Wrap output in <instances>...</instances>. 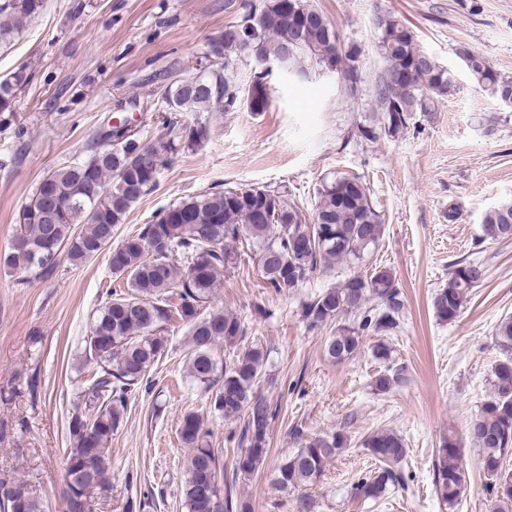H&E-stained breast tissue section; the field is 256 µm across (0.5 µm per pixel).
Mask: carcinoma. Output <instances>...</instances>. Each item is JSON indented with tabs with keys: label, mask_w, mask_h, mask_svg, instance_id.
Instances as JSON below:
<instances>
[{
	"label": "carcinoma",
	"mask_w": 512,
	"mask_h": 512,
	"mask_svg": "<svg viewBox=\"0 0 512 512\" xmlns=\"http://www.w3.org/2000/svg\"><path fill=\"white\" fill-rule=\"evenodd\" d=\"M45 0H0V45L8 44L27 22L38 17ZM379 49L387 68L377 89L385 112L383 129L389 136L407 128L415 112L452 86L448 69L421 51L412 31L397 20H379ZM299 67L336 62L346 87L357 93L361 76L358 51L342 47L327 17L305 0H263L237 21L224 27V56L275 57L290 36ZM475 84L503 100L512 94V77L491 68L472 50L460 52ZM28 83L20 69L0 77V114L13 112L17 92ZM239 99L234 76L226 63H214L198 80L180 78L160 92L164 137L145 145L136 132L106 126L93 139L87 159L54 169L42 179L19 216L12 250L3 264L39 279L52 278L60 257L80 265L109 250L112 273L125 277L126 289L108 294L98 309L91 336L84 339L86 362L96 364L78 391L77 410L69 422L71 448L66 458V512H85L75 506L74 493L105 490L109 485V447L122 428L131 393L149 388V372L164 356L167 325L179 321L189 327L190 377L210 395L215 413L226 420H242L234 474L249 476L263 464L268 451L270 424L276 411L257 392L264 375L267 352L244 343L241 319L222 308L205 311L220 271L242 261L251 251L264 267L263 286L288 294L303 286L330 260L360 264L376 248L383 233L382 219L356 176L339 177L318 189L312 223L285 194L267 188H226L183 198L163 210L140 231L112 242L132 207L151 193L161 170L183 148L205 136L203 127L181 124L183 112H229ZM271 103L269 86H251L253 112ZM482 224L494 240L512 239V200L485 212ZM481 266L469 263L452 270L448 283L433 301L436 316L454 320L470 290L483 278ZM376 307L368 308V300ZM404 303L392 273L386 269L355 273L336 287L326 288L308 302L303 320L311 329L326 326L346 315L326 343L328 356L339 362L354 358L363 337L393 332ZM234 350L231 362L220 368L212 354L218 343ZM489 398L470 423L468 437L477 448L479 465L487 478L494 512H512V470L504 460L512 450V357L493 371ZM402 380L401 370L381 373L375 389L388 391ZM178 436L189 453L184 498L187 512H251V506L223 490L219 457L210 448L209 429L201 418L183 415ZM346 447V437L305 440L301 448L277 469V483L298 487L316 481L326 464ZM364 447L378 462L374 474L354 485L355 495L378 499L399 483L400 465L407 448L403 439L388 431L367 437ZM435 488L450 506L466 489L461 447L450 435L444 438L435 460ZM38 512L30 485L20 479L0 478V510Z\"/></svg>",
	"instance_id": "carcinoma-1"
}]
</instances>
